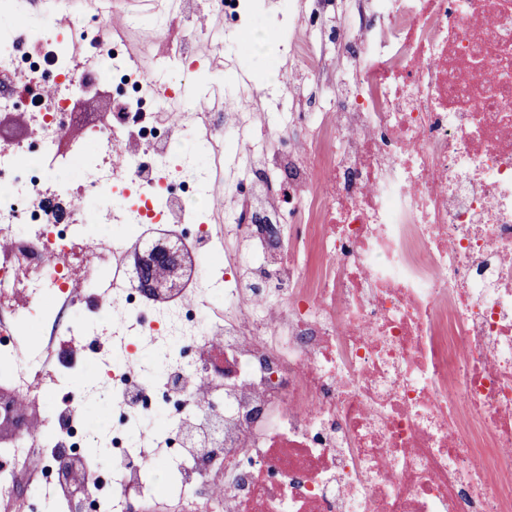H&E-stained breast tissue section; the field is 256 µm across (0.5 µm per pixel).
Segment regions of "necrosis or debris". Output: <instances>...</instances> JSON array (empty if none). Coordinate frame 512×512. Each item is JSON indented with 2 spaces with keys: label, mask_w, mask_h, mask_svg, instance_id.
Here are the masks:
<instances>
[{
  "label": "necrosis or debris",
  "mask_w": 512,
  "mask_h": 512,
  "mask_svg": "<svg viewBox=\"0 0 512 512\" xmlns=\"http://www.w3.org/2000/svg\"><path fill=\"white\" fill-rule=\"evenodd\" d=\"M274 3L221 0L208 58L186 36L147 64L100 12L81 44L0 24V111L28 99L0 141V359L47 424L0 448V512L22 477L85 484L55 512H512V0ZM285 63L311 90L273 112L252 88ZM172 64L223 70L221 108L171 124ZM110 84L73 141L74 100ZM219 168L215 227L190 198ZM102 225L111 253L87 251ZM171 245L195 272L163 297L140 259ZM93 265L125 316L90 386L119 419L106 483L37 382L57 337L102 329L69 290Z\"/></svg>",
  "instance_id": "obj_1"
}]
</instances>
